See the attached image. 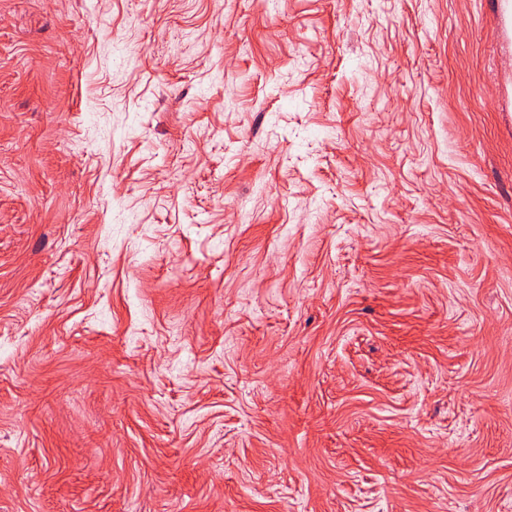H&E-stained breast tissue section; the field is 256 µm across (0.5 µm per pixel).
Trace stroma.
Masks as SVG:
<instances>
[{
  "instance_id": "1",
  "label": "stroma",
  "mask_w": 512,
  "mask_h": 512,
  "mask_svg": "<svg viewBox=\"0 0 512 512\" xmlns=\"http://www.w3.org/2000/svg\"><path fill=\"white\" fill-rule=\"evenodd\" d=\"M0 512H512L488 0H0Z\"/></svg>"
}]
</instances>
